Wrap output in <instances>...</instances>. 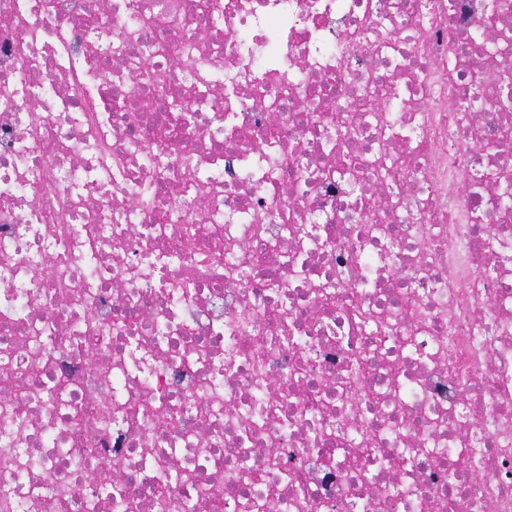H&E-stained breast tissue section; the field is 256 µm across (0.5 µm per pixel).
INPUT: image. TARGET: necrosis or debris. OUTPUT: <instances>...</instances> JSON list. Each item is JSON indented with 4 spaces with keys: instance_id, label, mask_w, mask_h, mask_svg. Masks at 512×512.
I'll use <instances>...</instances> for the list:
<instances>
[{
    "instance_id": "necrosis-or-debris-1",
    "label": "necrosis or debris",
    "mask_w": 512,
    "mask_h": 512,
    "mask_svg": "<svg viewBox=\"0 0 512 512\" xmlns=\"http://www.w3.org/2000/svg\"><path fill=\"white\" fill-rule=\"evenodd\" d=\"M0 512H512V0H0Z\"/></svg>"
}]
</instances>
